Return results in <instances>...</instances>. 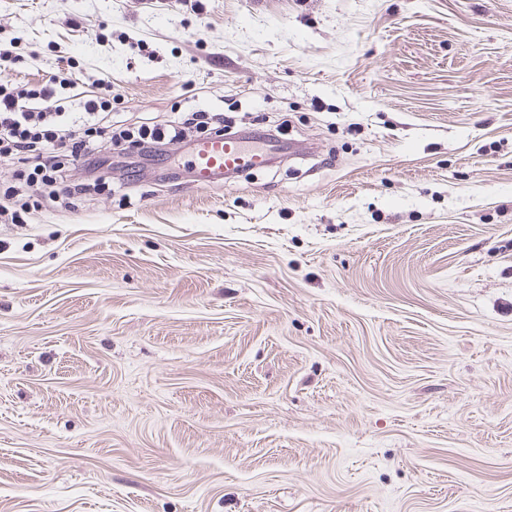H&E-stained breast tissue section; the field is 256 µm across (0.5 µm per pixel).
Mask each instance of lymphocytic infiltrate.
<instances>
[{"label": "lymphocytic infiltrate", "mask_w": 512, "mask_h": 512, "mask_svg": "<svg viewBox=\"0 0 512 512\" xmlns=\"http://www.w3.org/2000/svg\"><path fill=\"white\" fill-rule=\"evenodd\" d=\"M70 83L69 75L61 74L37 91H14L0 84V159L28 154L34 162L30 180L46 185L63 183L60 151L65 147L87 171H97L102 165L104 142L112 136L101 124V113L108 104L96 98L84 100L80 124H71L66 101L57 93L58 87Z\"/></svg>", "instance_id": "f902f5d3"}]
</instances>
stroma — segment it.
<instances>
[{
    "mask_svg": "<svg viewBox=\"0 0 512 512\" xmlns=\"http://www.w3.org/2000/svg\"><path fill=\"white\" fill-rule=\"evenodd\" d=\"M109 156L0 223V512H512V0H0ZM290 151L194 185L192 147Z\"/></svg>",
    "mask_w": 512,
    "mask_h": 512,
    "instance_id": "stroma-1",
    "label": "stroma"
}]
</instances>
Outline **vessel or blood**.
Listing matches in <instances>:
<instances>
[{"label": "vessel or blood", "mask_w": 512, "mask_h": 512, "mask_svg": "<svg viewBox=\"0 0 512 512\" xmlns=\"http://www.w3.org/2000/svg\"><path fill=\"white\" fill-rule=\"evenodd\" d=\"M281 151V145L273 140L266 141L263 146L252 147L242 137L206 138L194 149V183L200 188L216 186L223 177L268 165Z\"/></svg>", "instance_id": "obj_1"}]
</instances>
